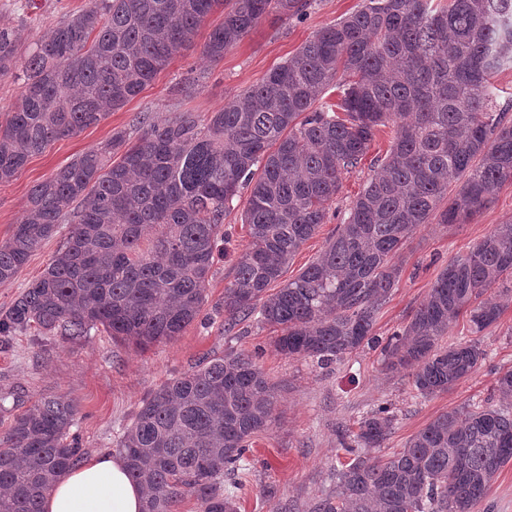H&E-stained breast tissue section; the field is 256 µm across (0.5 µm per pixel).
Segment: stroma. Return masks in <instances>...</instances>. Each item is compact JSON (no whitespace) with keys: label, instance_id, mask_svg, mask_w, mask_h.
<instances>
[{"label":"stroma","instance_id":"obj_1","mask_svg":"<svg viewBox=\"0 0 512 512\" xmlns=\"http://www.w3.org/2000/svg\"><path fill=\"white\" fill-rule=\"evenodd\" d=\"M363 0H311L304 15L285 20L267 18L221 60L204 54L210 30L224 19L216 10L199 28L190 45L135 98L112 111L98 125L56 140L30 158L13 181L0 184V242L7 240L23 216L29 191L86 150L135 125L140 115L163 120L192 109L200 115L217 111L260 83L276 65L294 56L321 28L359 9ZM87 0H0V29L27 27L30 38L85 8ZM369 160L345 174L330 203L326 224L299 249L288 266L295 278L323 250L327 239L372 178ZM249 189H242L224 213L226 255L214 268L199 318L174 341L147 351L113 342L102 329L86 342L70 346L59 338L30 329L0 345V436L16 414L46 394L64 395L78 405L76 430L88 455L113 452L119 434L128 427L142 401L206 356L234 350L257 354V362L277 388L278 419L259 434L247 470L225 472L224 488L235 495L238 512H311L313 504L333 486L337 468L349 455L339 444V430H357L359 422L379 405H390L397 417L384 445L391 453L441 413L484 399L498 404L493 393L498 373L512 369V305L487 335L486 359L454 388L421 396L410 378L386 371L380 347L362 346L343 360L320 367L311 359L277 354L275 331L255 318L234 328L224 326L217 309L224 287L233 276L236 257L249 244L242 222ZM512 221V182L503 183L490 202L463 225H421L408 239L398 262L400 281L375 325L380 339L403 329L427 297L440 271L456 256L491 232ZM60 237L44 241L17 277L0 283V311L7 309L36 279L60 245Z\"/></svg>","mask_w":512,"mask_h":512}]
</instances>
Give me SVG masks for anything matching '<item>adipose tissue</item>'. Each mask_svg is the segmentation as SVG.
I'll list each match as a JSON object with an SVG mask.
<instances>
[{
	"mask_svg": "<svg viewBox=\"0 0 512 512\" xmlns=\"http://www.w3.org/2000/svg\"><path fill=\"white\" fill-rule=\"evenodd\" d=\"M146 489L129 478L124 461L101 454L84 460L45 493L44 512H142Z\"/></svg>",
	"mask_w": 512,
	"mask_h": 512,
	"instance_id": "obj_1",
	"label": "adipose tissue"
}]
</instances>
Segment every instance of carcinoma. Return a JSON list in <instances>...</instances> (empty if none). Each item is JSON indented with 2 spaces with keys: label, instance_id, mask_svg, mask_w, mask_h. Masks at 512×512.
Here are the masks:
<instances>
[{
  "label": "carcinoma",
  "instance_id": "obj_1",
  "mask_svg": "<svg viewBox=\"0 0 512 512\" xmlns=\"http://www.w3.org/2000/svg\"><path fill=\"white\" fill-rule=\"evenodd\" d=\"M204 46L214 61L264 18L303 14L307 0H229ZM224 0H88L43 32L22 63L23 90L0 124V184L50 143L100 123L136 97ZM24 31L0 30V76L18 63ZM512 68V0H364L319 31L245 93L203 118L144 116L32 186L23 221L0 243V282L70 223L45 269L0 314V337L31 327L79 344L101 326L145 350L174 340L200 314L224 255V211L251 187L250 238L224 287V322L255 313L277 352L328 365L374 342L399 282L395 261L433 215L465 224L512 181V120L491 78ZM336 103L315 104L329 85ZM392 124L379 174L361 190L315 262L282 280L326 223L341 176L379 127ZM463 179L448 196L451 177ZM512 224H496L452 259L401 333L383 347L421 396L446 392L485 359L484 333L512 297ZM466 319L470 338L438 346ZM495 393L512 400V370ZM275 388L256 357L230 351L153 390L115 443L143 512H175L185 495L202 512H236L224 471L246 467L253 440L275 421ZM77 405L50 395L0 437V512H42L46 489L84 459L72 432ZM396 416L380 406L355 434L351 462L312 512H474L512 462V406L468 403L381 453Z\"/></svg>",
  "mask_w": 512,
  "mask_h": 512
}]
</instances>
